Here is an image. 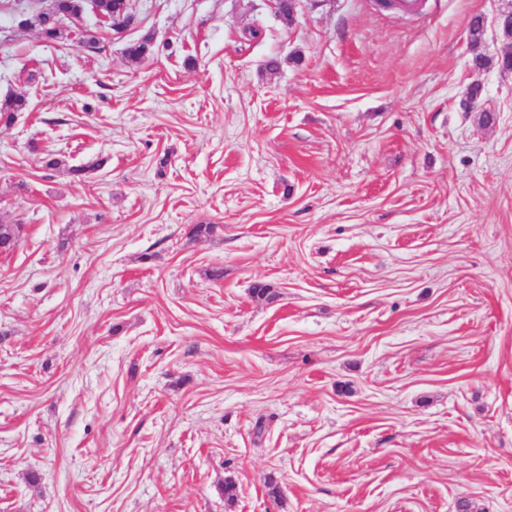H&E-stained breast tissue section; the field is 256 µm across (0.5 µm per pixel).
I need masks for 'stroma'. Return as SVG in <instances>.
I'll return each instance as SVG.
<instances>
[{"mask_svg": "<svg viewBox=\"0 0 512 512\" xmlns=\"http://www.w3.org/2000/svg\"><path fill=\"white\" fill-rule=\"evenodd\" d=\"M508 5L0 0V512H512ZM50 2V7L46 10H42L40 13V18L44 20L45 23H52L58 29H60L61 21L64 18H77L84 8L85 2H90L92 5L93 13L100 19L101 22L109 25L112 31L115 33L121 34L126 31L133 24V17L127 11V0H122L123 2H119L117 7L112 9V1L113 0H104L106 10L105 12L112 16V18L105 14L103 9L104 5L102 0H83L80 1V5L77 10L74 12H64L60 8L59 0H47Z\"/></svg>", "mask_w": 512, "mask_h": 512, "instance_id": "1", "label": "stroma"}]
</instances>
